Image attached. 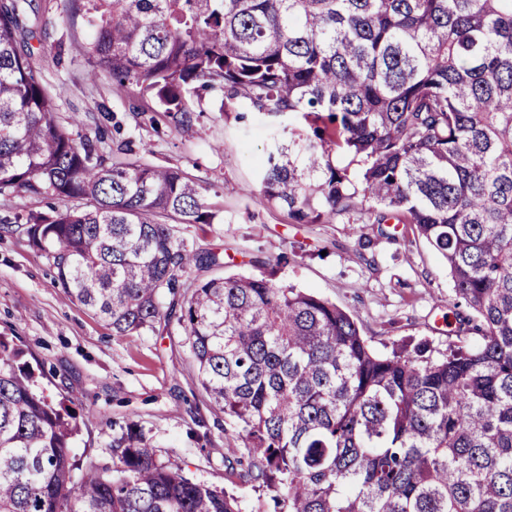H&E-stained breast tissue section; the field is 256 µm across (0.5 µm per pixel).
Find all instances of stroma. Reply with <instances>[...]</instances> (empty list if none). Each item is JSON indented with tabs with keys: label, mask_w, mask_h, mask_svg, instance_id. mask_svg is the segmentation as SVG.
<instances>
[{
	"label": "stroma",
	"mask_w": 512,
	"mask_h": 512,
	"mask_svg": "<svg viewBox=\"0 0 512 512\" xmlns=\"http://www.w3.org/2000/svg\"><path fill=\"white\" fill-rule=\"evenodd\" d=\"M68 0H33L39 26L32 62L57 97L60 123L92 141L115 162L114 124L143 147V162L181 170L205 189L216 212L211 224H178L177 238L224 255V274H261L273 263L280 283L315 293L357 314L372 347L403 338L428 339L440 352L455 339L458 310L447 264L410 227L354 228L356 214L326 224H296L286 210L259 203L261 162L268 146L287 137L288 118L256 112L237 120L221 98L192 99V126L178 128L160 105L104 76L88 79L86 47L94 30L71 16ZM153 328L123 338L77 303L47 254L16 229L0 231V336L21 351L52 402L63 403L79 429L71 453L80 465L112 461V440L136 421L159 461H178L197 481L233 491L242 512L257 495L241 484L240 465L212 408L179 306L164 305Z\"/></svg>",
	"instance_id": "obj_1"
}]
</instances>
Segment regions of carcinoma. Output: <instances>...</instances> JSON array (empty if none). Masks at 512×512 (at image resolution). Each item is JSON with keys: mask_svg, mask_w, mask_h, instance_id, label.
Wrapping results in <instances>:
<instances>
[{"mask_svg": "<svg viewBox=\"0 0 512 512\" xmlns=\"http://www.w3.org/2000/svg\"><path fill=\"white\" fill-rule=\"evenodd\" d=\"M25 2L0 0V195L62 202L20 228L72 298L129 336L161 319L179 272L224 266L173 229L216 213L133 141L110 165L61 125ZM70 12L93 22L91 75L158 98L178 126L208 93L292 115L259 201L296 224L359 210L410 225L469 310L440 357L426 339L381 353L354 314L271 272L198 283L179 322L249 459L239 478L272 512H512V0H70ZM346 157L355 180L336 165ZM16 356L0 338V512H242L235 493L157 461L133 421L112 465L77 474V424Z\"/></svg>", "mask_w": 512, "mask_h": 512, "instance_id": "1", "label": "carcinoma"}]
</instances>
